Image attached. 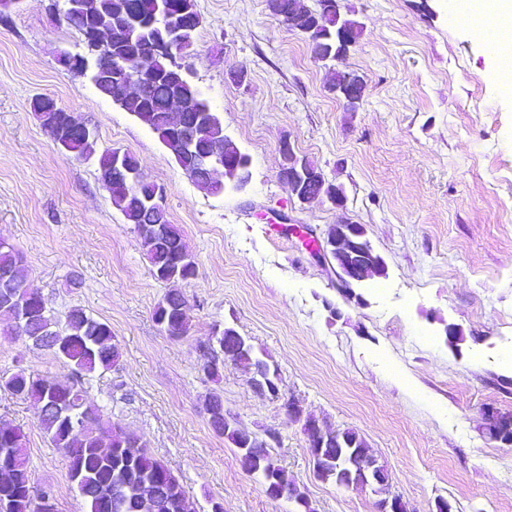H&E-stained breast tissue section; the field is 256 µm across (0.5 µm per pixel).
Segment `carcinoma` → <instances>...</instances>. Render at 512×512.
I'll list each match as a JSON object with an SVG mask.
<instances>
[{
    "label": "carcinoma",
    "instance_id": "carcinoma-1",
    "mask_svg": "<svg viewBox=\"0 0 512 512\" xmlns=\"http://www.w3.org/2000/svg\"><path fill=\"white\" fill-rule=\"evenodd\" d=\"M100 17L112 20V57L125 62L143 58L153 62L154 72L146 74L139 93L126 97L118 105L137 117L157 136L166 151L180 168L193 165V154L183 144V126L192 122L198 112L209 113L205 137L199 143L204 149L217 143L227 159H235L241 165L239 179L249 176L250 157L224 133V123L208 102L196 93L195 86L182 80L170 69L177 51L167 53L172 33V23L161 21L155 14L156 0H97ZM170 15L187 19L195 27L198 16L194 0H164ZM295 0H267L268 9L283 21H292L313 29L312 38H320L323 56L336 65V26L344 23L352 39L359 38L361 30L356 21L342 15L339 0H317V8L310 19L293 14ZM360 80L354 71L342 66L331 71V83L346 88ZM57 127L46 129L67 159H80L84 155L97 156L100 179L110 183L113 206L126 221L138 231L143 255L149 263L153 277L166 282L187 280L196 272V262L189 251L181 230L174 226L164 239L144 231L148 224H168L169 214L164 207L153 208L146 202L148 192L155 183L145 180L136 187L125 177L112 175L113 167L127 170L139 169V161L128 152L116 153L114 149L97 152V141L86 139L70 130L69 114L56 113ZM10 273L14 283L12 299L0 301V320L16 336L30 339L38 335L46 324L60 327L61 335L51 348L52 354L71 367L78 378L117 366L119 350L111 326L89 316L83 309L74 308L59 321L39 300L28 296L27 270L22 256L15 249H0V272ZM183 298L170 291L165 300L154 309L155 322L163 321L170 331L187 332L188 319L183 313ZM21 307L35 311V321L23 329L17 322ZM230 353L229 363L247 373L264 363L253 349L252 343L236 345L227 351L224 345L215 350L219 360ZM0 388L11 394L37 403L40 407V428L51 444L60 449L69 463V477L77 479V490L84 499L87 512H106L103 496L120 490L123 502L128 505L124 512H162L156 502L143 496L137 479L143 474H161L167 482V492L176 512H196L194 502L186 495L177 477L147 449V445L135 435L117 430L105 422L99 410L87 403L83 388L62 384L48 376H33L15 372L0 377ZM338 448L327 465L320 467L323 480L336 482L343 469L345 455L357 453L368 456L366 443L354 430L336 431ZM0 512H55L48 492L33 495L31 475L28 470L26 436L17 426H0Z\"/></svg>",
    "mask_w": 512,
    "mask_h": 512
}]
</instances>
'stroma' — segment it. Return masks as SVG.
Instances as JSON below:
<instances>
[{
    "mask_svg": "<svg viewBox=\"0 0 512 512\" xmlns=\"http://www.w3.org/2000/svg\"><path fill=\"white\" fill-rule=\"evenodd\" d=\"M450 0H340L362 25L345 64L364 79L344 111L309 43L266 0H195L202 18L183 63L224 130L251 159L243 189L212 195L187 178L146 125L64 71L58 49H83L65 0H20L0 15V238L22 256L29 287L57 319L73 308L109 323L115 369L82 386L104 419L133 433L178 477L196 512H296L271 499L202 403L219 394L230 421L276 431L270 454L316 512H376L371 491L319 480L301 423L283 401L335 430L351 429L410 512H512V445L491 440L481 413L512 414V78L488 42L449 14ZM245 72L244 82L232 79ZM46 96L127 151L164 187L194 255L177 283L189 329L153 319L172 286L155 280L133 225L90 161L61 156L30 104ZM342 186L345 211L301 205L279 179V144ZM364 225L385 277L356 305L313 247L341 217ZM464 340L453 353L444 333ZM234 328L279 374L260 396L228 365L201 370L213 332ZM66 382L71 369L22 337L0 334V377L17 370ZM0 420L26 435L32 482L56 512H86L37 407L0 389Z\"/></svg>",
    "mask_w": 512,
    "mask_h": 512,
    "instance_id": "1",
    "label": "stroma"
}]
</instances>
